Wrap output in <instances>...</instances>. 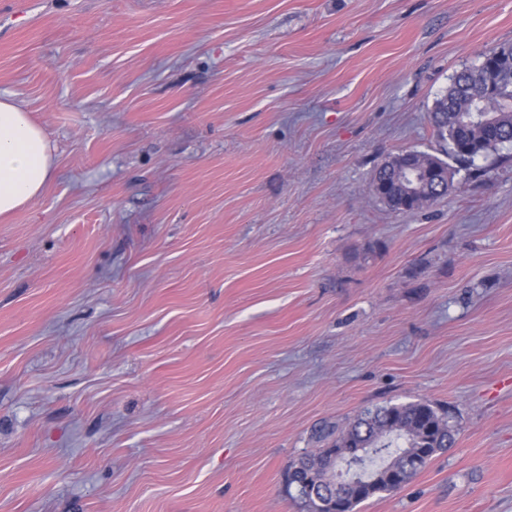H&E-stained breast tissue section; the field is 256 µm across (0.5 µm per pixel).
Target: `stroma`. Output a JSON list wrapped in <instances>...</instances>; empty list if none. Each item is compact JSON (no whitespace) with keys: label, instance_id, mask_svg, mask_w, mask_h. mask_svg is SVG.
Masks as SVG:
<instances>
[{"label":"stroma","instance_id":"1","mask_svg":"<svg viewBox=\"0 0 512 512\" xmlns=\"http://www.w3.org/2000/svg\"><path fill=\"white\" fill-rule=\"evenodd\" d=\"M512 0H0L55 175L0 219V512H305L319 429L455 444L355 512H512V147L399 213L373 176Z\"/></svg>","mask_w":512,"mask_h":512}]
</instances>
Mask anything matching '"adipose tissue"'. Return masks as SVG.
Here are the masks:
<instances>
[{
  "label": "adipose tissue",
  "instance_id": "ef3b65f1",
  "mask_svg": "<svg viewBox=\"0 0 512 512\" xmlns=\"http://www.w3.org/2000/svg\"><path fill=\"white\" fill-rule=\"evenodd\" d=\"M53 175L46 131L10 96L0 94V216L30 205Z\"/></svg>",
  "mask_w": 512,
  "mask_h": 512
}]
</instances>
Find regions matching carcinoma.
Returning <instances> with one entry per match:
<instances>
[{"instance_id": "1", "label": "carcinoma", "mask_w": 512, "mask_h": 512, "mask_svg": "<svg viewBox=\"0 0 512 512\" xmlns=\"http://www.w3.org/2000/svg\"><path fill=\"white\" fill-rule=\"evenodd\" d=\"M481 58L479 65L455 74L430 115L437 137L449 145L452 159L464 167L490 151L512 145V44L484 51ZM453 175L441 158L406 150L377 167L373 191L392 210L412 212L445 197ZM320 438L328 441L327 447L306 453L299 460L320 485L326 479L321 462L330 449H367L366 458L347 464L346 472L339 474L342 484L337 493L349 512L379 493L399 489L384 482L363 484L374 474L367 468L368 461L379 458L383 461L381 468L403 471L406 454L420 452L423 469L436 453L452 447L455 441L447 414L427 401L367 408L338 434L333 427L325 426ZM299 482L300 470L289 472V484L296 486L306 512H327Z\"/></svg>"}]
</instances>
